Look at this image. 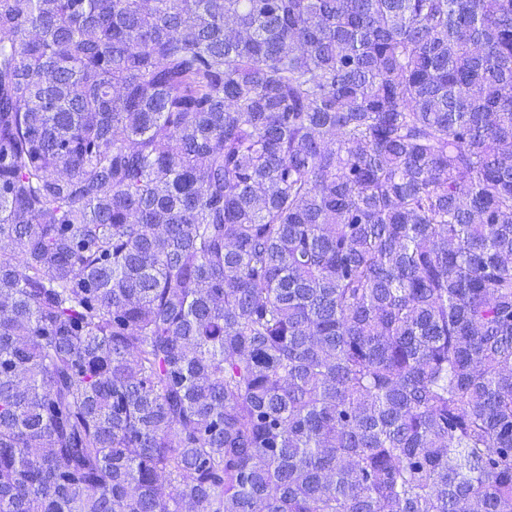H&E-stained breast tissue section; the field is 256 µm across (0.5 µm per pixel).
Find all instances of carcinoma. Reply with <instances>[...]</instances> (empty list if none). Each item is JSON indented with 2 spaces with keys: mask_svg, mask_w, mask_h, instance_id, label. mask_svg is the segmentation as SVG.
<instances>
[{
  "mask_svg": "<svg viewBox=\"0 0 512 512\" xmlns=\"http://www.w3.org/2000/svg\"><path fill=\"white\" fill-rule=\"evenodd\" d=\"M0 512H512V0H0Z\"/></svg>",
  "mask_w": 512,
  "mask_h": 512,
  "instance_id": "1",
  "label": "carcinoma"
}]
</instances>
